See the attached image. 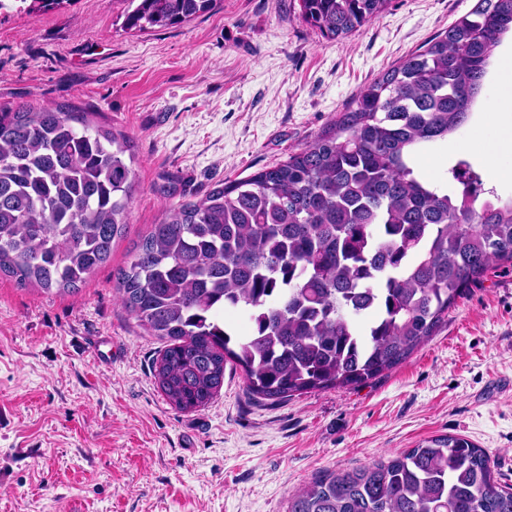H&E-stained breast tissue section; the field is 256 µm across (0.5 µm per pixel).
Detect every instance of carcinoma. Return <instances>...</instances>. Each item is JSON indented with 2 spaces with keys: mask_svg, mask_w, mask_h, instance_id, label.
I'll use <instances>...</instances> for the list:
<instances>
[{
  "mask_svg": "<svg viewBox=\"0 0 512 512\" xmlns=\"http://www.w3.org/2000/svg\"><path fill=\"white\" fill-rule=\"evenodd\" d=\"M39 16L75 0H23ZM124 31L180 27L218 0H126ZM324 37L345 38L390 0H298ZM512 0L475 7L365 86L315 140L281 163L179 201L120 269L117 290L148 335L168 402L206 407L238 366L272 402L354 389L406 361L457 301L512 267V197L466 158L438 179L416 159L468 123ZM130 138L74 106L0 107V276L73 293L105 264L137 189ZM243 310L246 335L224 323ZM484 448L461 435L344 473L289 512H512Z\"/></svg>",
  "mask_w": 512,
  "mask_h": 512,
  "instance_id": "carcinoma-1",
  "label": "carcinoma"
}]
</instances>
